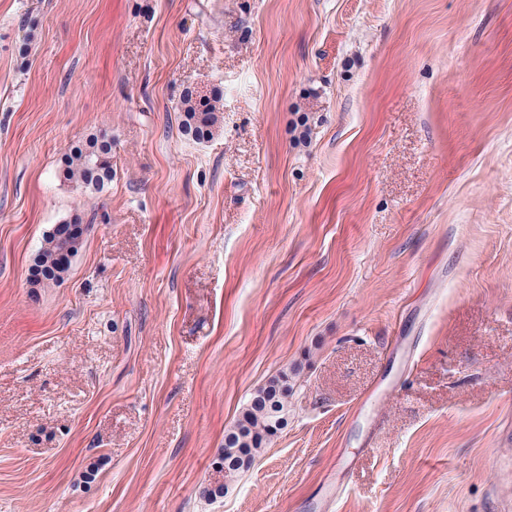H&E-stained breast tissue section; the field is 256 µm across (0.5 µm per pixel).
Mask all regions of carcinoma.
I'll return each mask as SVG.
<instances>
[{
	"label": "carcinoma",
	"instance_id": "obj_1",
	"mask_svg": "<svg viewBox=\"0 0 512 512\" xmlns=\"http://www.w3.org/2000/svg\"><path fill=\"white\" fill-rule=\"evenodd\" d=\"M182 129L200 139L209 136L218 115L206 99L196 100L190 89L182 98ZM64 178L83 188L101 190L112 179V143L103 136H93L85 144L70 150L63 169ZM82 233L79 224H58L47 235L31 269V281L45 285L64 278L70 260L63 258L66 234ZM294 375L281 371L255 391L241 416L224 436L222 461L224 482L211 486L207 495H224L228 485L248 470L264 448L288 421L289 398L295 394Z\"/></svg>",
	"mask_w": 512,
	"mask_h": 512
}]
</instances>
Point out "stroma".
Masks as SVG:
<instances>
[{
  "label": "stroma",
  "instance_id": "obj_1",
  "mask_svg": "<svg viewBox=\"0 0 512 512\" xmlns=\"http://www.w3.org/2000/svg\"><path fill=\"white\" fill-rule=\"evenodd\" d=\"M509 453L512 0H0V512H505ZM182 129L200 139L209 136L218 122V115L206 99L196 100L192 90H185L182 98ZM64 178L100 191L112 179V143L104 136H93L70 150L63 169ZM72 227V228H71ZM71 230H79L80 236L88 230L81 224H57L47 235L44 246L41 248L31 269V281L35 285H45L57 282L64 278L70 267V259H63L66 234ZM281 371L255 391L241 416L224 436V482L206 490L224 495L228 485L248 470L288 421V400L295 394V373Z\"/></svg>",
  "mask_w": 512,
  "mask_h": 512
}]
</instances>
